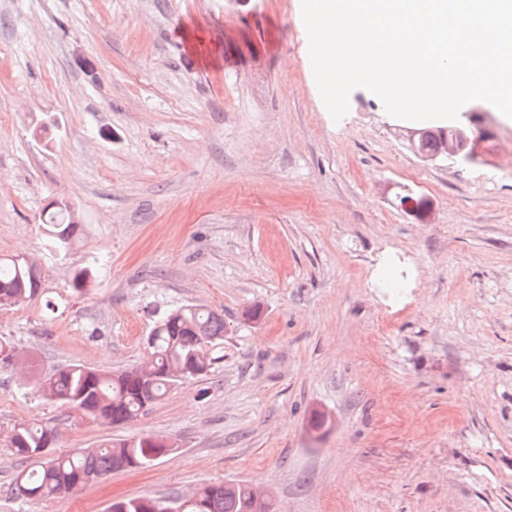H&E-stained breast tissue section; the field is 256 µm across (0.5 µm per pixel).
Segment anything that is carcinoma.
I'll return each instance as SVG.
<instances>
[{
	"mask_svg": "<svg viewBox=\"0 0 512 512\" xmlns=\"http://www.w3.org/2000/svg\"><path fill=\"white\" fill-rule=\"evenodd\" d=\"M48 250L68 255L82 231L59 209L45 212ZM97 280L90 265L75 268L71 288L85 294ZM41 288L39 269L19 256L0 255V306L20 305ZM224 317L198 304H182L159 317L143 339V370L112 372L82 364H70L37 381L49 400L59 402L82 418L125 424L144 415L181 379L204 376L222 356ZM57 433L47 425L23 424L13 429L9 444L20 470L15 491L26 498H54L70 494L97 481L117 467L139 470L171 453L166 438L144 437L134 441L102 442L95 448H77L62 455L50 454ZM38 463L40 469L30 465ZM172 505L178 512H275V502L255 500L251 486L207 485L194 500L152 497L125 499L112 504L111 512H162Z\"/></svg>",
	"mask_w": 512,
	"mask_h": 512,
	"instance_id": "carcinoma-1",
	"label": "carcinoma"
}]
</instances>
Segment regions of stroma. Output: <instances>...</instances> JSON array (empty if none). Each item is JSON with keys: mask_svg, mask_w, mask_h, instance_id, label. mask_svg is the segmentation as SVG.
Listing matches in <instances>:
<instances>
[{"mask_svg": "<svg viewBox=\"0 0 512 512\" xmlns=\"http://www.w3.org/2000/svg\"><path fill=\"white\" fill-rule=\"evenodd\" d=\"M462 111L463 167L418 159L409 121L366 89L333 121L301 0H0V253L42 270L32 299L0 307L19 359L0 367V512H110L232 481L277 512H512V118ZM405 190L432 202L427 221ZM54 200L82 225L67 257L41 223ZM389 255L398 301L374 284ZM79 263L98 269L84 295ZM185 303L223 314L224 359L144 416L89 421L36 392L69 364L134 368L155 314ZM33 421L57 427L58 454L177 448L30 500L8 436Z\"/></svg>", "mask_w": 512, "mask_h": 512, "instance_id": "stroma-1", "label": "stroma"}]
</instances>
